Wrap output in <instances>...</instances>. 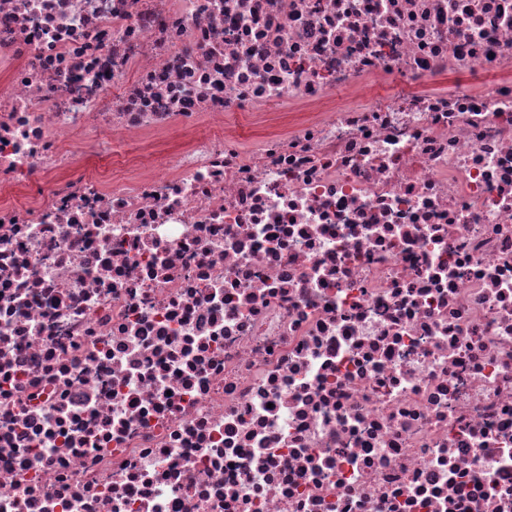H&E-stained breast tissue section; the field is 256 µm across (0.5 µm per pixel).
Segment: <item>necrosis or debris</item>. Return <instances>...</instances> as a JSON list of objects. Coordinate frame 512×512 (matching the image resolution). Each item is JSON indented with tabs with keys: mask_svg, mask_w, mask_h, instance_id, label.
I'll return each mask as SVG.
<instances>
[{
	"mask_svg": "<svg viewBox=\"0 0 512 512\" xmlns=\"http://www.w3.org/2000/svg\"><path fill=\"white\" fill-rule=\"evenodd\" d=\"M0 73V512H512V0H0Z\"/></svg>",
	"mask_w": 512,
	"mask_h": 512,
	"instance_id": "obj_1",
	"label": "necrosis or debris"
}]
</instances>
